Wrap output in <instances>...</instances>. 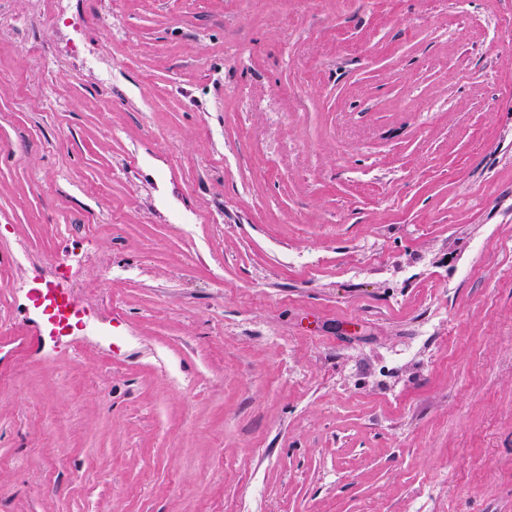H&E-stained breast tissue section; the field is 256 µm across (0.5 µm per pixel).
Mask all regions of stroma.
Segmentation results:
<instances>
[{"label": "stroma", "instance_id": "1", "mask_svg": "<svg viewBox=\"0 0 512 512\" xmlns=\"http://www.w3.org/2000/svg\"><path fill=\"white\" fill-rule=\"evenodd\" d=\"M8 5L0 512H512V0ZM35 290H37L35 292L36 300L39 301L42 298L43 301L41 305L45 304V308H53L51 318L54 320L55 324L60 330H64L72 326L71 316L67 314L69 312V308L71 307V303L68 300L62 298L61 301H59L54 292L50 291L49 289H47L46 292H43L40 289Z\"/></svg>", "mask_w": 512, "mask_h": 512}]
</instances>
